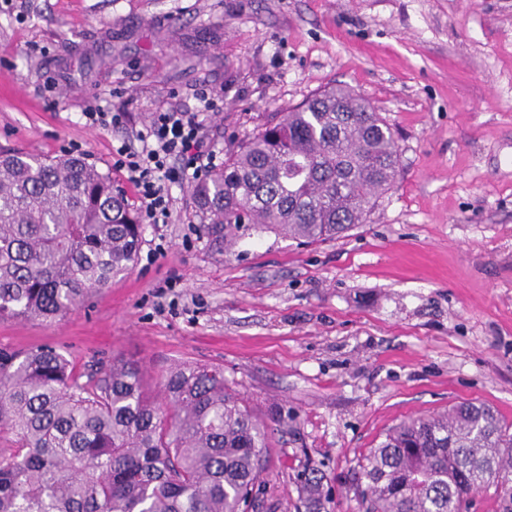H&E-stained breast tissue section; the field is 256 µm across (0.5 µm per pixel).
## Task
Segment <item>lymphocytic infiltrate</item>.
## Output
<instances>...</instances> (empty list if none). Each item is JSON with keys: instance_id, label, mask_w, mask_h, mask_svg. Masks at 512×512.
Instances as JSON below:
<instances>
[{"instance_id": "1", "label": "lymphocytic infiltrate", "mask_w": 512, "mask_h": 512, "mask_svg": "<svg viewBox=\"0 0 512 512\" xmlns=\"http://www.w3.org/2000/svg\"><path fill=\"white\" fill-rule=\"evenodd\" d=\"M197 112L172 109L152 113L135 141L114 147V166L124 171L137 190L138 212L145 224H165L173 205L171 187L187 177H200L215 154L205 149L206 115L216 111L209 92H201Z\"/></svg>"}]
</instances>
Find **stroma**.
<instances>
[{
	"instance_id": "stroma-1",
	"label": "stroma",
	"mask_w": 512,
	"mask_h": 512,
	"mask_svg": "<svg viewBox=\"0 0 512 512\" xmlns=\"http://www.w3.org/2000/svg\"><path fill=\"white\" fill-rule=\"evenodd\" d=\"M334 83L398 148L364 224L312 245L246 226L219 251L188 179L106 288L0 320V348L81 371L223 369L272 431L257 512H361L357 462L407 418L469 400L512 424V0H0V151L78 150L132 204L112 146L151 112L219 94L222 153ZM91 105L126 128L88 126Z\"/></svg>"
}]
</instances>
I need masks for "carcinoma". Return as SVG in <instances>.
Segmentation results:
<instances>
[{"mask_svg": "<svg viewBox=\"0 0 512 512\" xmlns=\"http://www.w3.org/2000/svg\"><path fill=\"white\" fill-rule=\"evenodd\" d=\"M399 171L374 106L332 86L274 114L192 188L211 242L243 224L304 244L365 222ZM142 225L80 155L0 152V319L55 320L134 262ZM271 432L224 372L180 365L148 393L139 360L81 381L52 348L0 349V512H241ZM363 512H512V428L462 402L408 418L358 462Z\"/></svg>", "mask_w": 512, "mask_h": 512, "instance_id": "carcinoma-1", "label": "carcinoma"}]
</instances>
